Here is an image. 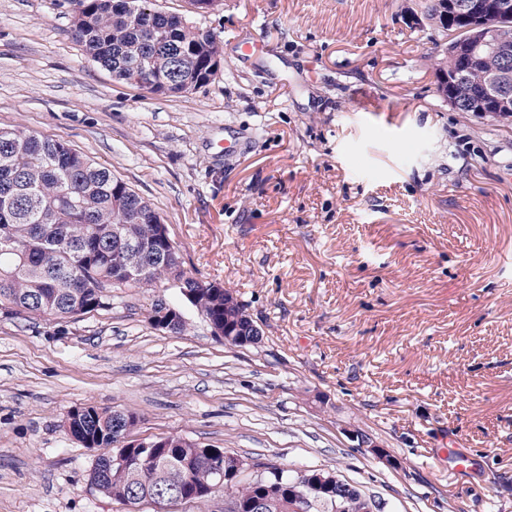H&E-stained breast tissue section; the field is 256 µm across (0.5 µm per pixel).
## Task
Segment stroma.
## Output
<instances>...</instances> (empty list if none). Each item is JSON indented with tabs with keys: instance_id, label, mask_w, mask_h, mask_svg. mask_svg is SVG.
<instances>
[{
	"instance_id": "1",
	"label": "stroma",
	"mask_w": 512,
	"mask_h": 512,
	"mask_svg": "<svg viewBox=\"0 0 512 512\" xmlns=\"http://www.w3.org/2000/svg\"><path fill=\"white\" fill-rule=\"evenodd\" d=\"M416 4L153 0L224 55L166 97L87 56L69 0H0V126L122 178L184 272L230 287L262 330L225 345L166 279L94 314L0 310V512H130L61 425L84 404L238 455L246 482L325 469L382 512H512V128L438 95L440 36ZM159 301L185 332L151 326Z\"/></svg>"
}]
</instances>
